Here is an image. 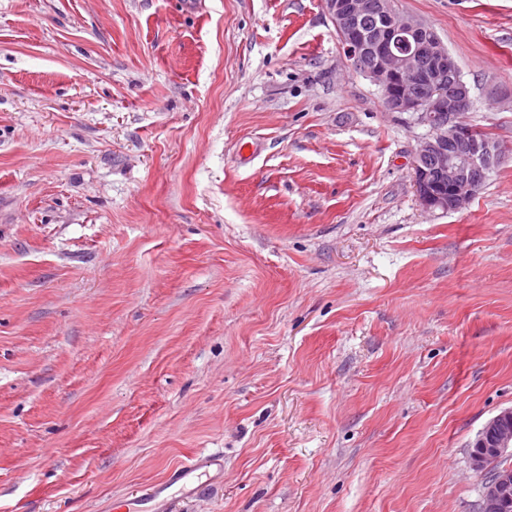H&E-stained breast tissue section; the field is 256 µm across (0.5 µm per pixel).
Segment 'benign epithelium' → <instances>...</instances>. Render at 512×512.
I'll use <instances>...</instances> for the list:
<instances>
[{
    "instance_id": "7a95c632",
    "label": "benign epithelium",
    "mask_w": 512,
    "mask_h": 512,
    "mask_svg": "<svg viewBox=\"0 0 512 512\" xmlns=\"http://www.w3.org/2000/svg\"><path fill=\"white\" fill-rule=\"evenodd\" d=\"M348 58L355 69L383 93L387 108L402 112L428 128L413 157V178L421 204L428 210L457 211L484 184L486 173L504 162L495 141L474 134L467 119L471 109L468 85L447 47L429 25L399 16L393 0H377L384 26L373 35L356 27L371 0H323ZM413 84L410 95L405 85ZM471 460L482 471L512 456V409L490 418L473 443ZM481 512H512V466L504 465L484 484Z\"/></svg>"
}]
</instances>
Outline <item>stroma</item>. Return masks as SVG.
I'll return each instance as SVG.
<instances>
[{
    "label": "stroma",
    "instance_id": "stroma-1",
    "mask_svg": "<svg viewBox=\"0 0 512 512\" xmlns=\"http://www.w3.org/2000/svg\"><path fill=\"white\" fill-rule=\"evenodd\" d=\"M425 20L507 154L420 203L323 0H0V512H479L512 408V0ZM472 448L471 460L476 471L489 463L512 456V409L490 418L478 433ZM218 461L215 457L212 455H197L192 459L190 463L184 464L181 467L174 470L170 476L169 482H171L170 485L183 481L184 483L191 482L194 477L198 475V472L202 469H206L210 467L213 464H216L215 462ZM169 485V486H170ZM169 486H155L152 488V496L157 497L159 494H161L166 488Z\"/></svg>",
    "mask_w": 512,
    "mask_h": 512
}]
</instances>
